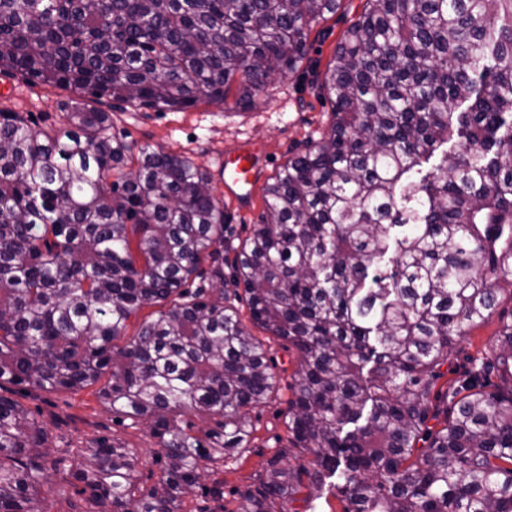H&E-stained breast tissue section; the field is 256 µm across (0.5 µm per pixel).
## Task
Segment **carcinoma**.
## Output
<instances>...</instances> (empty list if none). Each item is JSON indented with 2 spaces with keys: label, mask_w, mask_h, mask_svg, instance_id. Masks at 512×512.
Here are the masks:
<instances>
[{
  "label": "carcinoma",
  "mask_w": 512,
  "mask_h": 512,
  "mask_svg": "<svg viewBox=\"0 0 512 512\" xmlns=\"http://www.w3.org/2000/svg\"><path fill=\"white\" fill-rule=\"evenodd\" d=\"M342 3L0 0V72L98 103H62L44 127L0 109V389L95 386L150 429L159 464L143 479L137 449L106 435L55 448L0 395V512H50L53 474L73 489L66 512H226L187 499L206 477L224 499L219 474L277 391L242 296L299 354L284 415L301 455L276 451L235 512H276L334 477L345 512H512V310L497 311L512 279V0H366L318 83L331 125L265 184L243 240L207 171L112 132L114 110L224 104L236 79L251 108ZM454 137L463 149L412 175ZM496 311L492 355L441 398L457 340ZM496 370L509 385L488 391Z\"/></svg>",
  "instance_id": "1"
}]
</instances>
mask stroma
I'll return each mask as SVG.
<instances>
[{"label":"stroma","mask_w":512,"mask_h":512,"mask_svg":"<svg viewBox=\"0 0 512 512\" xmlns=\"http://www.w3.org/2000/svg\"><path fill=\"white\" fill-rule=\"evenodd\" d=\"M365 0H343L335 16L320 22L309 35L310 50L300 70L275 80L248 110L235 106L201 103L183 112H156L150 109L114 112L117 132L129 141L172 151L190 157L206 170L216 196L224 186L218 175L226 148L238 143H255L266 152L273 168L284 165L291 150L307 140L318 138L332 121L329 99L319 91L313 74L325 71L344 30L362 12ZM69 91L49 86H34L20 78L0 73V107L33 113L37 121L56 124L62 119L61 101ZM498 317H491L471 328L457 344V356L451 373L437 382L446 389L448 382L464 381L472 360L491 353L498 340ZM256 336L270 348L282 388L272 401L252 414L254 442L240 458L228 461L224 468V502L232 504L239 492L256 485L266 460L275 451L288 447L284 410L289 397L288 383L295 370L296 351L287 342L253 328ZM15 398L37 414L47 425L54 443L62 448H78L90 438L108 435L138 448L139 464H154L156 441L148 428H131L104 409L92 391L32 392L16 391Z\"/></svg>","instance_id":"obj_1"}]
</instances>
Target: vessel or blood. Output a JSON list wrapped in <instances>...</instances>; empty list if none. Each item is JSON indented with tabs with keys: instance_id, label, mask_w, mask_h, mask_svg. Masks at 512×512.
<instances>
[{
	"instance_id": "b4317fda",
	"label": "vessel or blood",
	"mask_w": 512,
	"mask_h": 512,
	"mask_svg": "<svg viewBox=\"0 0 512 512\" xmlns=\"http://www.w3.org/2000/svg\"><path fill=\"white\" fill-rule=\"evenodd\" d=\"M268 161L264 150L249 144H240L224 151L220 168L226 196L242 205L250 204Z\"/></svg>"
}]
</instances>
